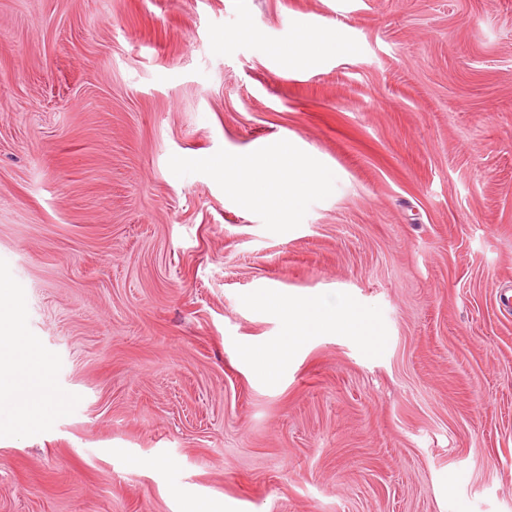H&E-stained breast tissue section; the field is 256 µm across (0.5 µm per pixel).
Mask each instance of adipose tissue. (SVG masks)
<instances>
[{"label":"adipose tissue","instance_id":"obj_1","mask_svg":"<svg viewBox=\"0 0 512 512\" xmlns=\"http://www.w3.org/2000/svg\"><path fill=\"white\" fill-rule=\"evenodd\" d=\"M287 162L294 177L288 191L289 208L302 205L308 192L322 189L325 180L320 171L302 163L289 148L278 147L275 154L258 152L248 157H234L224 163V184L244 205L257 202L256 178L271 172L273 159ZM14 288L0 280V410H10L17 428L39 430L48 417L59 413L51 382L32 342L25 331V319L14 299ZM260 305L272 309L286 321L284 338L261 349L250 350L258 373L274 377L288 362L291 348L310 337L334 330L346 336H373V322L355 311L346 299H338L335 310L324 309L312 298H287L278 294L261 297Z\"/></svg>","mask_w":512,"mask_h":512}]
</instances>
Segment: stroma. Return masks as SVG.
I'll return each mask as SVG.
<instances>
[{
    "instance_id": "obj_1",
    "label": "stroma",
    "mask_w": 512,
    "mask_h": 512,
    "mask_svg": "<svg viewBox=\"0 0 512 512\" xmlns=\"http://www.w3.org/2000/svg\"><path fill=\"white\" fill-rule=\"evenodd\" d=\"M0 278L62 406L0 512H512V0H0ZM267 293L379 334L262 378ZM345 48L346 44L343 40L342 33L336 28L335 30L323 34L318 43H312L308 35L299 34L289 52H299L307 56L324 50L343 51ZM278 159L288 162L289 172L294 177L288 191V213L290 209L301 206L306 194L314 190H320L325 185V180L320 171L309 164L302 163L291 151L290 148L280 146L276 150ZM266 152H258L249 157H234L224 161V184L230 188L246 206L255 205L257 200L256 178L259 174L275 173L277 166Z\"/></svg>"
}]
</instances>
